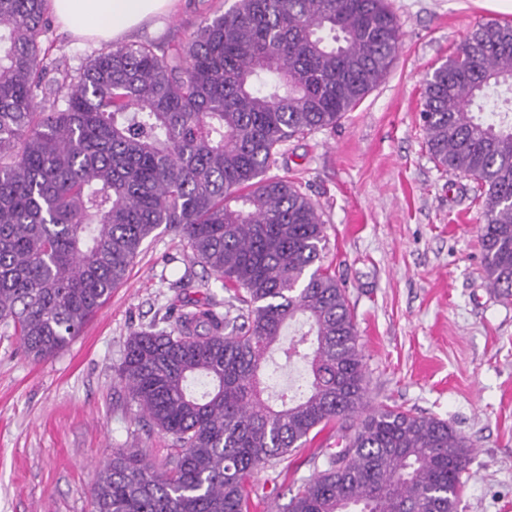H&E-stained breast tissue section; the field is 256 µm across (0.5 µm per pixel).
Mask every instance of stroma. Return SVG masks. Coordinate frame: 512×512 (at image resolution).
Here are the masks:
<instances>
[{"label": "stroma", "mask_w": 512, "mask_h": 512, "mask_svg": "<svg viewBox=\"0 0 512 512\" xmlns=\"http://www.w3.org/2000/svg\"><path fill=\"white\" fill-rule=\"evenodd\" d=\"M235 0H179L127 43L170 50ZM401 32L385 77L335 128L286 142L271 175L295 183L326 226L327 263L346 290L370 407L397 406L447 421L470 439L469 478L457 512H512V299L482 272V204L472 180L438 166L424 145L423 80L477 25L512 22V0H389ZM40 46L52 70L77 72L106 49L50 23ZM184 242L159 230L82 334L52 358H25L0 335V512H90V489L113 454L161 467L175 449L142 418L118 376L136 330L166 321L173 304L211 298ZM324 430L254 476L250 512H282L335 447Z\"/></svg>", "instance_id": "stroma-1"}]
</instances>
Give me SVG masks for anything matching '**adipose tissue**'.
I'll return each mask as SVG.
<instances>
[{
    "mask_svg": "<svg viewBox=\"0 0 512 512\" xmlns=\"http://www.w3.org/2000/svg\"><path fill=\"white\" fill-rule=\"evenodd\" d=\"M174 0H48L57 21L74 34L115 40L169 10Z\"/></svg>",
    "mask_w": 512,
    "mask_h": 512,
    "instance_id": "adipose-tissue-1",
    "label": "adipose tissue"
}]
</instances>
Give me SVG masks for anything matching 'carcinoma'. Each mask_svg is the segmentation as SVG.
Segmentation results:
<instances>
[{"mask_svg": "<svg viewBox=\"0 0 512 512\" xmlns=\"http://www.w3.org/2000/svg\"><path fill=\"white\" fill-rule=\"evenodd\" d=\"M45 14L0 0V332L35 362L59 353L161 227L234 289L222 315L196 301L129 336L120 380L177 452L161 469L113 456L92 512H246L254 475L330 424L339 451L286 512H457L472 444L442 419L368 408L326 226L266 177L285 142L336 126L386 77L387 0H236L169 54L116 46L56 85ZM421 116L431 157L477 185L482 268L512 299V24L479 25L433 71ZM276 352L304 365L302 393L263 381Z\"/></svg>", "mask_w": 512, "mask_h": 512, "instance_id": "1", "label": "carcinoma"}]
</instances>
